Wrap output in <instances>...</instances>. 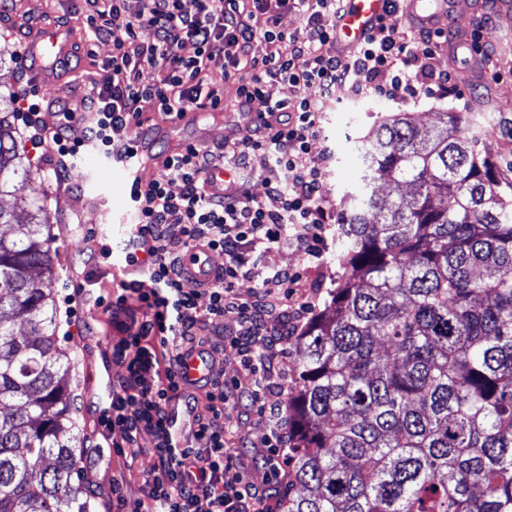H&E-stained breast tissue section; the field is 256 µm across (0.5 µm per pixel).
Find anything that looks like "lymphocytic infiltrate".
<instances>
[{
  "label": "lymphocytic infiltrate",
  "instance_id": "f902f5d3",
  "mask_svg": "<svg viewBox=\"0 0 512 512\" xmlns=\"http://www.w3.org/2000/svg\"><path fill=\"white\" fill-rule=\"evenodd\" d=\"M343 6L344 0H197L190 14L182 0H147L142 11L131 15L126 0H111L108 9L87 19L95 38L112 43L107 76L86 93L87 113L76 116L60 99L41 105L24 95L17 98L35 142L45 146L62 176L90 147L109 160L134 161L144 110L167 118L206 103L218 107L217 89L203 80L217 65L225 78L238 82V111L267 115L220 151L191 146L167 158L164 178L129 193L136 222L127 245L141 252L139 266L146 278L122 284L110 303L123 333L115 352L126 375L101 409L104 444L87 457L100 462L106 448L120 452L135 447L141 431L153 434L147 499H119L121 512H265L263 498L224 446V413L247 400L264 408L263 379L273 349L301 328L290 291L300 273L270 267L260 297L253 300L238 297L235 288L281 243L292 242L307 258H320L333 219L323 193L327 159L309 154L311 141L320 135L321 108L306 98L292 104L271 100L267 83L338 86L352 95L371 89L401 103L452 95L450 74L435 63L442 35L438 28L409 19L400 27L384 22L357 49L324 55L321 48L335 39ZM288 11L301 16V30L279 29V18ZM143 27L152 29L151 43H138ZM259 38L288 49L252 58L250 47ZM187 42L195 48L188 57L181 53ZM146 67L161 70L162 79L142 83ZM45 107L54 112L53 126L40 119ZM79 119L85 135L77 140L71 132ZM220 167L232 170L237 184L235 193L222 197L207 189L208 174ZM257 177L265 186L260 195L251 190ZM175 182L181 183L180 192L171 191ZM198 245L224 254V274L204 296L208 303L203 308L198 305L203 296L182 282L178 270L181 255ZM274 309L281 319L272 327L267 316ZM204 315L212 321L235 319L239 329L229 344L252 378L240 393L211 381L202 408L181 397L190 385L181 364L188 354L183 343ZM176 402L192 423L185 437L178 435L171 411Z\"/></svg>",
  "mask_w": 512,
  "mask_h": 512
}]
</instances>
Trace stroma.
Here are the masks:
<instances>
[{"label":"stroma","instance_id":"stroma-1","mask_svg":"<svg viewBox=\"0 0 512 512\" xmlns=\"http://www.w3.org/2000/svg\"><path fill=\"white\" fill-rule=\"evenodd\" d=\"M97 9L95 0H11L9 10L0 13V107L17 111V94L29 87L24 77L27 64L18 50L25 45L32 30L61 29L73 40V54L66 59L61 82H39L32 86L38 97L50 100L64 98L73 112L85 110L84 95L106 70L112 56V45L94 41L87 29V17ZM454 24L464 33L482 30L501 76L488 84L476 81L470 60L437 59L447 68L463 101L436 102L424 99L416 104H398L375 91L359 96L348 95L340 88L314 89L273 82L267 87L272 99L314 97L323 103L322 134L312 141L310 154L327 155L324 168V194L334 215H342L351 195L361 188L363 167L357 145L372 126L386 117L409 113L427 125L438 124L442 112L467 111L471 128L480 140V148L496 164L498 177L512 179V25L504 23L479 0H454ZM209 80L215 83L224 100L226 123L208 120L191 128L159 138L155 149L163 152L175 144L194 139L204 140L206 147L221 148L224 126L235 123L236 80H224L221 70H213ZM18 141L28 162L18 184L22 195L37 194L44 205L49 224L44 229L50 238V254L56 278L53 283L57 301V337L60 347L72 364L74 378L73 411L78 433L85 448L99 442L96 419L102 396L118 386L125 368L113 353L120 338L112 318L97 303L98 297H111L119 283L112 275V260L103 258L101 248L116 224L133 221V211L123 186L121 164L106 160L96 150H87L78 170L66 181H57L43 148L37 147L25 126H18ZM342 248L338 224L326 233L320 260L312 262L292 244H284L269 254L265 262L251 269L248 279L240 281L238 293L251 299L255 288L267 276L270 266L299 270L302 278L295 285L292 299L301 307L305 321H312L324 308L329 293L336 288L341 274L336 254ZM238 325L225 319L220 325L205 324L195 331L194 346L208 351L223 347L224 358L214 365L213 376L227 387L247 383L250 371L235 350L226 343ZM280 355L269 369L266 383L287 402L289 391L299 381L300 353L294 342L279 345ZM229 428L226 440L245 476L259 475L264 470L262 459L255 453V443L264 440L267 429L263 417L252 410H227ZM138 455L111 452L103 462L82 464L81 475L86 489L100 491L94 501V512H115L118 498L143 497L145 476L151 465L152 436L141 432L137 437Z\"/></svg>","mask_w":512,"mask_h":512}]
</instances>
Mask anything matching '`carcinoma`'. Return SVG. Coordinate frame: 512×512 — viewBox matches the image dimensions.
Here are the masks:
<instances>
[{"mask_svg": "<svg viewBox=\"0 0 512 512\" xmlns=\"http://www.w3.org/2000/svg\"><path fill=\"white\" fill-rule=\"evenodd\" d=\"M0 111V198L24 154ZM299 338L284 512H512V181L462 112L382 119ZM406 186L385 200L371 184ZM37 200L0 206V512H94Z\"/></svg>", "mask_w": 512, "mask_h": 512, "instance_id": "obj_1", "label": "carcinoma"}]
</instances>
